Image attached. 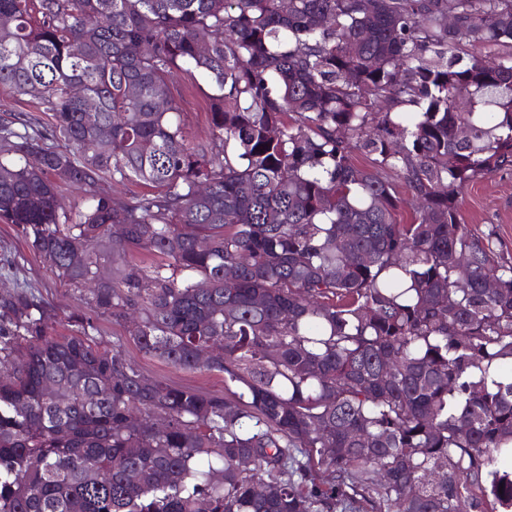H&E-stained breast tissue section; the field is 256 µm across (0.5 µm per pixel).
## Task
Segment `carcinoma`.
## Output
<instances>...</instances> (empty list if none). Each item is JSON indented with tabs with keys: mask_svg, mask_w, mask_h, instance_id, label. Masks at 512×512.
I'll return each mask as SVG.
<instances>
[{
	"mask_svg": "<svg viewBox=\"0 0 512 512\" xmlns=\"http://www.w3.org/2000/svg\"><path fill=\"white\" fill-rule=\"evenodd\" d=\"M0 16V90L47 117L0 103V221L90 311L138 315L142 353L225 389L150 382L0 294V512H512V265L459 209L512 167V0ZM178 75L210 89L205 140Z\"/></svg>",
	"mask_w": 512,
	"mask_h": 512,
	"instance_id": "carcinoma-1",
	"label": "carcinoma"
}]
</instances>
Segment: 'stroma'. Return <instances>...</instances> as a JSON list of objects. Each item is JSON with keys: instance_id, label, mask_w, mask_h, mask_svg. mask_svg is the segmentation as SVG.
Wrapping results in <instances>:
<instances>
[{"instance_id": "obj_1", "label": "stroma", "mask_w": 512, "mask_h": 512, "mask_svg": "<svg viewBox=\"0 0 512 512\" xmlns=\"http://www.w3.org/2000/svg\"><path fill=\"white\" fill-rule=\"evenodd\" d=\"M173 86L181 98L182 119L190 140L207 138L205 82L192 84L177 77ZM460 215L463 223L474 232H492V246L500 261L512 265V170L495 172L471 184L460 200ZM22 286L41 299L58 334L69 336L85 332L99 349L122 348L148 378L223 394V374L178 370L146 356L124 326L113 322L109 316L89 313L79 291L43 265L17 227L0 223V293ZM77 316L86 317L85 327L74 325L73 319Z\"/></svg>"}]
</instances>
